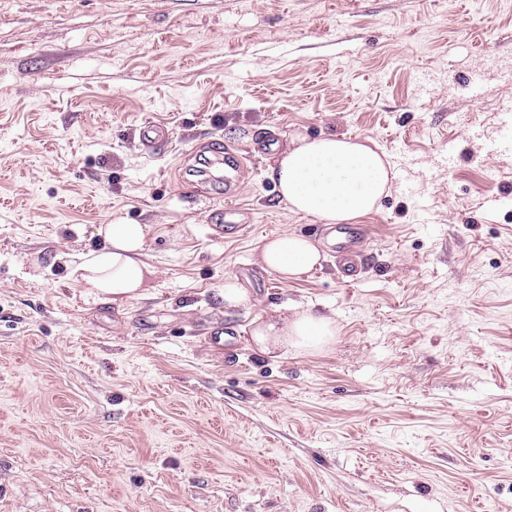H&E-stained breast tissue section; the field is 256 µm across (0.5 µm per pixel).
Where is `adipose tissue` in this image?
<instances>
[{"mask_svg": "<svg viewBox=\"0 0 512 512\" xmlns=\"http://www.w3.org/2000/svg\"><path fill=\"white\" fill-rule=\"evenodd\" d=\"M270 175L290 211L338 224L376 212L394 172L387 155L367 141L324 135L295 142L277 157ZM98 233L104 238L103 246L83 254L74 275L113 300L139 297L153 274L144 259L148 225L104 224ZM259 261L288 281L318 266L321 252L303 236L282 233L264 242ZM335 334L329 319L306 310L289 321L258 323L251 341L264 354L290 348L307 352L322 349Z\"/></svg>", "mask_w": 512, "mask_h": 512, "instance_id": "1", "label": "adipose tissue"}]
</instances>
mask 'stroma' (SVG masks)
Returning a JSON list of instances; mask_svg holds the SVG:
<instances>
[{"instance_id": "1", "label": "stroma", "mask_w": 512, "mask_h": 512, "mask_svg": "<svg viewBox=\"0 0 512 512\" xmlns=\"http://www.w3.org/2000/svg\"><path fill=\"white\" fill-rule=\"evenodd\" d=\"M511 110L512 0H0V512H512ZM329 134L395 173L349 283L270 176ZM215 139L233 238L190 172ZM116 220L156 270L123 303L72 275ZM283 232L320 268L263 270ZM304 310L331 343L257 351ZM171 129L167 122H147L140 131V145L150 155L164 153L170 144ZM214 152L218 153L217 161L219 163L224 161L225 188L230 187L234 182L240 184L242 175L245 172L246 157L239 154L233 145H225L223 148L218 147ZM237 190L228 191L224 195V207L218 210V219L224 224H209L212 235L215 237H224L236 234L242 228L240 217L245 211L236 203Z\"/></svg>"}]
</instances>
